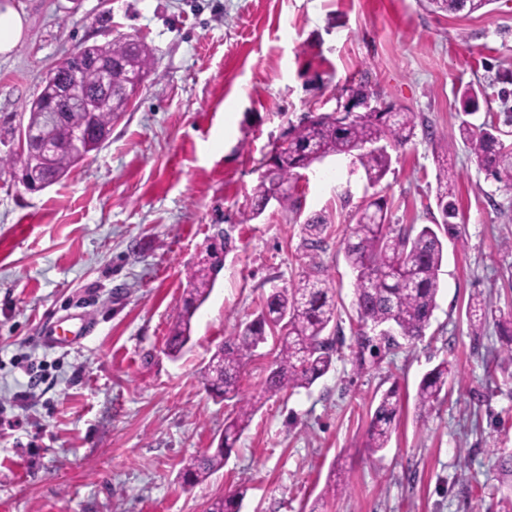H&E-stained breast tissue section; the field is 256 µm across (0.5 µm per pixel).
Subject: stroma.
<instances>
[{"mask_svg":"<svg viewBox=\"0 0 512 512\" xmlns=\"http://www.w3.org/2000/svg\"><path fill=\"white\" fill-rule=\"evenodd\" d=\"M26 20L0 55V157L24 109L74 49L119 34L153 50L150 76L103 146L30 191L0 169V512H207L245 487L241 512H512V366L495 323L472 335L474 294L512 307V188L487 179L459 134L460 90L483 95L473 123L512 113V0L469 16L420 0H0ZM366 86L416 115L386 177L368 185L345 159L298 172L285 209L253 214L274 143L308 112ZM455 175L437 308L422 340L356 365L355 274L343 231L366 200L391 223L441 220L434 156ZM326 224L308 245L309 219ZM233 239L178 357L166 350L183 290L217 230ZM319 263L336 291L341 339L310 388L266 399L228 461L203 482L184 460L216 447L230 408L202 370L271 288ZM82 313L81 344L41 341ZM455 365L445 401L415 412L425 373ZM44 367L27 388L28 367ZM30 389L26 402L15 399ZM402 409L384 451L366 448L380 395ZM345 489L328 494L330 475Z\"/></svg>","mask_w":512,"mask_h":512,"instance_id":"obj_1","label":"stroma"}]
</instances>
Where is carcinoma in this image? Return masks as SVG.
<instances>
[{
	"label": "carcinoma",
	"mask_w": 512,
	"mask_h": 512,
	"mask_svg": "<svg viewBox=\"0 0 512 512\" xmlns=\"http://www.w3.org/2000/svg\"><path fill=\"white\" fill-rule=\"evenodd\" d=\"M492 0H426L433 13H475ZM79 51H91L105 60L123 67L149 73L152 71L151 49L143 42L132 43L122 37L103 45H90ZM478 92L466 88L461 92L460 111L472 115L478 110ZM126 111L125 100L118 94L100 100L94 115L98 126L112 130L117 114ZM84 119L82 110L72 108L60 121L46 130L56 141L67 140L71 126ZM512 123V115L503 124L486 121L475 126L461 123L459 133L486 176L496 182H512V143L504 137L503 127ZM415 115L412 112H310L301 121L288 126L274 145L272 167L267 169L254 188L255 211L265 208L277 196L283 208L293 205L290 182L297 170L307 169L323 157H343L363 171L368 184L379 183L389 172L392 157L389 149L407 145L414 136ZM82 154L60 151L52 160L56 179H62ZM436 197L442 223L419 228L410 224L400 227L390 223L387 205L370 200L356 214L355 223L344 230L345 258L355 273V306L357 329L354 333L355 361L363 365L366 357H377L381 347L389 346L400 336L413 341L423 335L437 307L440 290L439 272L444 258L441 233L455 236L458 225L453 201L454 180L448 172V155L437 157ZM200 260L190 274L191 288L184 299L183 311L167 340L168 352L178 355L190 341V323L194 312L209 296L218 274L214 257ZM335 293L329 287L324 271L317 264L303 272L289 287H274L256 316L239 325L235 334L212 354L206 368V382L213 394L232 403L233 413L224 422L222 446L193 456L183 466V479L198 483L224 466L233 448L249 427L258 407L240 391V377L248 360L260 345L273 339L276 352L267 375L263 395L273 397L286 389L307 387L323 377L332 366L335 337L330 328L337 327ZM472 333L490 319L506 337L510 347L506 357L512 360V310L507 312L483 296L468 303ZM455 366L444 360L426 373L418 385L415 408L422 419L448 394V378ZM400 399L390 389L382 394L371 417L366 447L382 451L392 437L393 423L399 412ZM247 489L239 487L214 501L208 512H238L239 502Z\"/></svg>",
	"instance_id": "1"
}]
</instances>
